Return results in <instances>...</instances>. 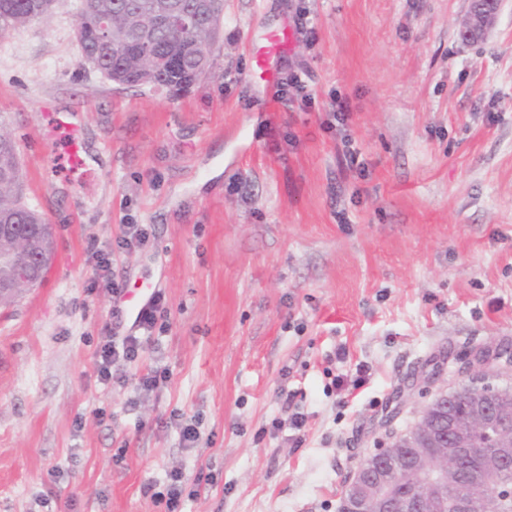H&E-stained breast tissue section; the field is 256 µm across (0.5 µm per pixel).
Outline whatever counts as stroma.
Segmentation results:
<instances>
[{"instance_id": "obj_1", "label": "stroma", "mask_w": 512, "mask_h": 512, "mask_svg": "<svg viewBox=\"0 0 512 512\" xmlns=\"http://www.w3.org/2000/svg\"><path fill=\"white\" fill-rule=\"evenodd\" d=\"M78 2L0 37V118L55 242L0 308V512H161L144 488L176 468L212 478L184 512H337L365 456L471 385L474 350L512 347V0L476 43L458 38L468 0H224L210 73L177 94L84 65ZM286 26L276 80L249 83L257 35ZM289 73L311 109L280 102ZM126 224L153 235L115 269L168 299L136 371L171 377L134 411L93 366L112 320L94 253ZM360 364L340 399L333 375ZM293 405L303 445L256 439ZM175 409L196 447L165 427ZM57 122L66 128L73 135V142L70 146V162L77 169H87L84 157V149L80 140L79 130L68 122L63 116L57 118Z\"/></svg>"}]
</instances>
